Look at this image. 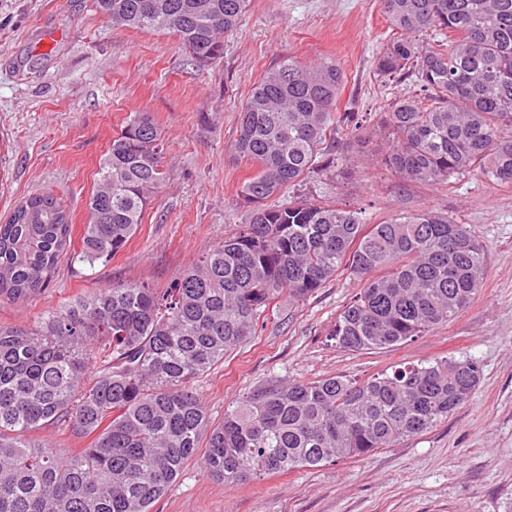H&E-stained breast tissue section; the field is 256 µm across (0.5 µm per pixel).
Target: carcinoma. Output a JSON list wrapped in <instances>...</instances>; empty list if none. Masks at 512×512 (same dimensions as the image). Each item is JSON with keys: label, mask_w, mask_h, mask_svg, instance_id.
<instances>
[{"label": "carcinoma", "mask_w": 512, "mask_h": 512, "mask_svg": "<svg viewBox=\"0 0 512 512\" xmlns=\"http://www.w3.org/2000/svg\"><path fill=\"white\" fill-rule=\"evenodd\" d=\"M248 0H95L112 23L174 33L199 69L224 57ZM399 35L375 60L410 76L422 98L387 112L386 165L437 184L472 168L512 184V0H380ZM439 38L423 47L418 36ZM343 74L333 61L286 57L239 115L234 149L257 166L239 197L249 220L157 291L123 283L75 299L36 328L0 326V512H152L186 464L226 485L368 455L453 415L480 380L472 360L399 364L364 381L271 380L211 422L195 378L263 329L282 296L305 301L339 270L364 288L330 340L389 349L454 320L476 295L485 249L432 210L366 224L300 199L265 201L322 168ZM166 171L160 129L131 115L100 162L88 224L71 248L70 213L50 193L26 197L0 224V300L47 288L61 259H112L137 231ZM66 426L91 438L78 453L29 435Z\"/></svg>", "instance_id": "obj_1"}]
</instances>
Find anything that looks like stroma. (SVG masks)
Instances as JSON below:
<instances>
[{"label": "stroma", "instance_id": "35a3bbf8", "mask_svg": "<svg viewBox=\"0 0 512 512\" xmlns=\"http://www.w3.org/2000/svg\"><path fill=\"white\" fill-rule=\"evenodd\" d=\"M395 35L379 0H249L224 37L223 59L200 70L172 33L112 24L94 0H0V219L23 198L49 192L70 210L80 239L99 163L132 113L153 118L167 157L166 179L125 247L91 267L61 260L41 295L0 300V325H37L119 283L166 287L246 223L238 193L256 168L234 150L240 108L288 56L336 62L344 75L336 110L355 113L359 128L339 130L338 162L272 204L342 203L368 224L431 209L467 225L486 247L485 279L468 307L412 342L336 348L328 333L364 286L342 272L307 301L280 298L256 336L192 384L217 422L274 378H364L401 362L470 358L480 381L446 421L364 457L235 486L194 460L153 512H512V185L477 169L445 184L407 182L383 165L386 112L420 94L416 78L375 73L376 56Z\"/></svg>", "mask_w": 512, "mask_h": 512}]
</instances>
